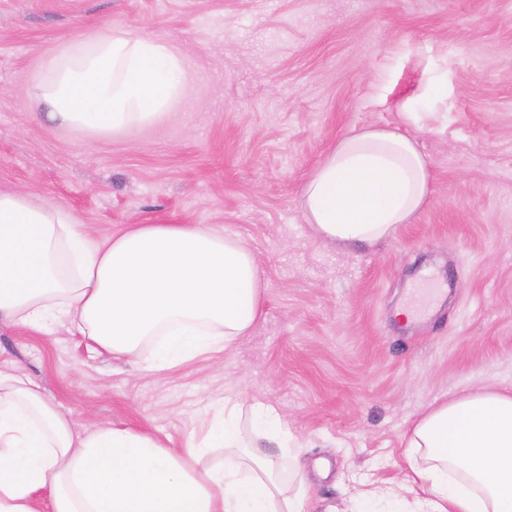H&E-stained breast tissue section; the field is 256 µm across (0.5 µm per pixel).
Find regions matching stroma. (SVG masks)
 <instances>
[{"instance_id": "1", "label": "stroma", "mask_w": 512, "mask_h": 512, "mask_svg": "<svg viewBox=\"0 0 512 512\" xmlns=\"http://www.w3.org/2000/svg\"><path fill=\"white\" fill-rule=\"evenodd\" d=\"M180 48L193 87L162 121L93 136L31 94L42 59L92 35ZM416 137L427 204L370 247L319 239L301 209L349 132ZM0 190L69 210L95 237L208 224L262 269V315L231 350L147 373L54 325H0L77 431L182 447L218 397L274 405L304 450L315 512L402 489L405 435L450 395L512 388V0H0ZM429 310H400L416 289Z\"/></svg>"}]
</instances>
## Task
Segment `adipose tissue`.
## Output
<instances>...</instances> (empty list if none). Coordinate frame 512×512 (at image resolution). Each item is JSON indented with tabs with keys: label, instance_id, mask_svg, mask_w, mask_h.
Returning <instances> with one entry per match:
<instances>
[{
	"label": "adipose tissue",
	"instance_id": "1",
	"mask_svg": "<svg viewBox=\"0 0 512 512\" xmlns=\"http://www.w3.org/2000/svg\"><path fill=\"white\" fill-rule=\"evenodd\" d=\"M42 66L34 93L51 121L97 135L156 123L188 89L179 50L123 33ZM432 193L417 141L368 127L311 171L301 206L320 239L372 245ZM265 288L251 251L209 225L131 224L98 241L68 210L0 191V323L39 330L62 319L95 349L152 370L248 335ZM246 422L287 453V478L244 444ZM207 424L182 450L128 428L80 433L38 382L0 370V512H312L301 451L274 406L227 396ZM406 441L405 493L361 492L352 512H512V391L433 405ZM215 448L224 463L209 462Z\"/></svg>",
	"mask_w": 512,
	"mask_h": 512
}]
</instances>
